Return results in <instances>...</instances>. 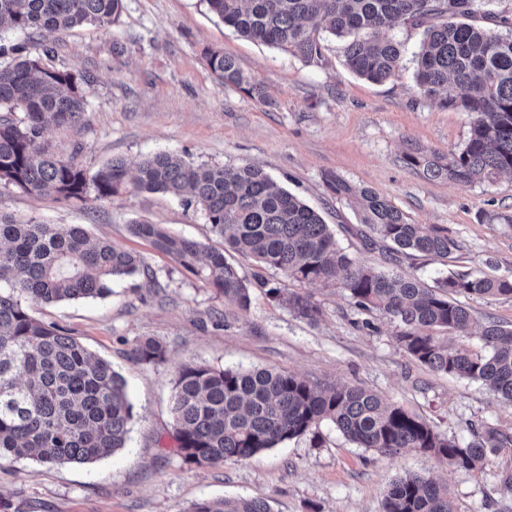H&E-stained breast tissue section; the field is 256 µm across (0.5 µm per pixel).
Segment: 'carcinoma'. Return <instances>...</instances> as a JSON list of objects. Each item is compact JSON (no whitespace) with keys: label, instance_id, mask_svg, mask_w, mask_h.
Wrapping results in <instances>:
<instances>
[{"label":"carcinoma","instance_id":"carcinoma-1","mask_svg":"<svg viewBox=\"0 0 512 512\" xmlns=\"http://www.w3.org/2000/svg\"><path fill=\"white\" fill-rule=\"evenodd\" d=\"M494 0H207L238 34L306 60L322 55L324 34L346 40L345 64L359 77L383 83L401 68L403 45L388 36L399 25L422 30L415 54L420 94L473 117L465 145L428 157L419 150L406 163L432 179L456 182L512 176V17H500L503 34L473 23ZM122 0H0V31L57 32L84 23L104 25ZM223 84L264 99L262 89L236 61L207 54ZM85 78L18 56L0 64V108L20 106L25 118L0 115V185L60 202L108 201L132 189L164 192L202 211L219 249L175 236L160 224L135 220L130 233L204 281L216 297L246 311L251 289L282 296L274 279H242L226 257H252L261 269L305 284H334L354 306L397 327L396 343L416 362L449 376L477 381L512 407V327L490 322L483 350L448 343L470 335V312L458 295L512 294V280L449 270L426 285L411 273L390 272L351 257L321 215L256 166L228 167L186 161L166 152L143 159L135 174L113 160L89 176L57 156L45 141L53 125L77 126L86 104ZM462 90L444 95L448 85ZM338 199L356 207L360 224L387 246L390 258L416 252L447 258L459 249L448 230L411 224L390 200L337 175L326 178ZM148 273L141 257L91 241L77 224H42L0 213V461L87 463L126 447L133 405L123 377L59 326L36 321L28 303L104 297L112 283ZM288 305L311 322L321 311L292 293ZM129 358L156 364L166 348L152 338L136 342ZM177 454L197 467L241 462L331 422L348 440L382 456L410 449L456 470L481 468L490 454L512 444V434L490 425L466 445L438 433L418 414L356 384L322 386L273 369L177 368L171 400ZM192 512H271L251 498L203 500ZM382 512H461L448 486L424 474L393 479Z\"/></svg>","mask_w":512,"mask_h":512}]
</instances>
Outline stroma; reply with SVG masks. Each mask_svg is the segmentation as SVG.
Wrapping results in <instances>:
<instances>
[{
	"instance_id": "35a3bbf8",
	"label": "stroma",
	"mask_w": 512,
	"mask_h": 512,
	"mask_svg": "<svg viewBox=\"0 0 512 512\" xmlns=\"http://www.w3.org/2000/svg\"><path fill=\"white\" fill-rule=\"evenodd\" d=\"M408 57L382 84L354 75L344 64V41L328 38L321 60L240 37L206 0H123L109 24L61 33H0V62L23 55L47 67L90 78L80 128L47 130L51 149L94 173L118 158L136 165L170 152L212 165H256L318 210L351 256L381 266V249L365 248L359 221L325 185L336 174L389 199L413 224L447 228L460 249L448 263L430 256L401 257L398 268L433 283L445 267L512 279V177L460 183L431 180L404 156L418 149L445 154L464 146L472 117L423 100L411 57L417 30L397 27ZM56 51L44 55L43 47ZM234 58L265 99L220 83L206 50ZM0 212L46 224H79L90 238H106L140 255L149 274L114 282L103 298L34 303L31 315L70 331L125 379L133 404L126 448L92 463L0 462V512H191L197 502L254 497L273 512H381L389 482L430 473L447 482L461 512H512V447L499 449L475 471L439 467L413 450L387 458L348 441L321 423L304 435L239 464L188 465L175 455L170 412L175 368L200 363L224 368H269L321 385L356 384L415 412L442 435L471 440V427L512 433V408L481 383L430 371L394 341L396 327L363 313L334 285L282 280L322 309L319 322L299 318L281 302L253 291L248 311L225 304L202 280L185 273L149 242L130 235L132 220L219 244L201 212L162 192H133L109 201L67 205L0 186ZM478 351L488 321L512 325V295L465 300ZM160 341L166 362L131 361L132 344Z\"/></svg>"
}]
</instances>
